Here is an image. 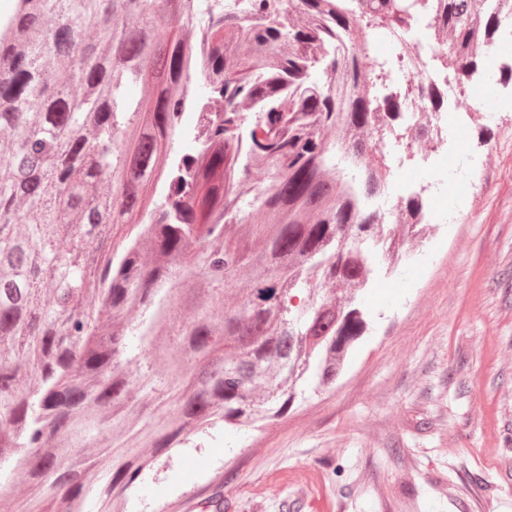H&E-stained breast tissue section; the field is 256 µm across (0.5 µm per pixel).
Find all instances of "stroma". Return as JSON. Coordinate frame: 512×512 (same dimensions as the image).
Instances as JSON below:
<instances>
[{
  "instance_id": "obj_1",
  "label": "stroma",
  "mask_w": 512,
  "mask_h": 512,
  "mask_svg": "<svg viewBox=\"0 0 512 512\" xmlns=\"http://www.w3.org/2000/svg\"><path fill=\"white\" fill-rule=\"evenodd\" d=\"M489 149L467 204L419 263L357 298L368 333L340 376L284 416L215 424L159 455L123 512H512V108L473 122Z\"/></svg>"
}]
</instances>
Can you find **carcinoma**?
<instances>
[{
    "label": "carcinoma",
    "instance_id": "carcinoma-1",
    "mask_svg": "<svg viewBox=\"0 0 512 512\" xmlns=\"http://www.w3.org/2000/svg\"><path fill=\"white\" fill-rule=\"evenodd\" d=\"M0 38V505L83 504L111 464L120 498L157 453L220 419L280 417L298 383L336 380L367 323L355 292L396 260L398 225L358 208L384 184L359 27L405 30L419 0H245L208 12L203 61L180 27L194 0H23ZM436 0L440 54L483 64L479 33L512 0ZM292 12L303 24L287 27ZM202 84L200 148L154 208L142 187ZM143 83L139 99L125 88ZM370 173L336 191V152ZM137 224L120 254L106 229ZM349 289L339 302L334 286ZM197 289L204 311L176 294ZM233 309L217 311L224 300ZM137 333L142 352L129 346ZM146 388L158 396L134 399Z\"/></svg>",
    "mask_w": 512,
    "mask_h": 512
}]
</instances>
